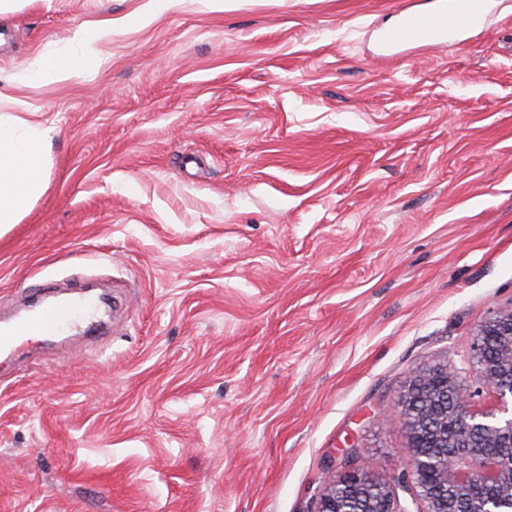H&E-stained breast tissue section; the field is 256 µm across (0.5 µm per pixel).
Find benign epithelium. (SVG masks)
I'll use <instances>...</instances> for the list:
<instances>
[{
  "label": "benign epithelium",
  "instance_id": "obj_1",
  "mask_svg": "<svg viewBox=\"0 0 512 512\" xmlns=\"http://www.w3.org/2000/svg\"><path fill=\"white\" fill-rule=\"evenodd\" d=\"M473 382L453 366L418 373L400 406L410 448L394 480L351 470L325 486L314 512H512V310L497 311L471 347ZM492 392L495 403L476 408Z\"/></svg>",
  "mask_w": 512,
  "mask_h": 512
}]
</instances>
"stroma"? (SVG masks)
I'll return each instance as SVG.
<instances>
[{"label": "stroma", "mask_w": 512, "mask_h": 512, "mask_svg": "<svg viewBox=\"0 0 512 512\" xmlns=\"http://www.w3.org/2000/svg\"><path fill=\"white\" fill-rule=\"evenodd\" d=\"M431 0H15L0 113L54 126L0 306L112 288L95 344L0 353V512H311L391 478L415 372L512 309V0L393 59ZM108 21L102 66L25 76Z\"/></svg>", "instance_id": "35a3bbf8"}]
</instances>
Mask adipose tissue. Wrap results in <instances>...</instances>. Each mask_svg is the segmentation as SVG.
Returning <instances> with one entry per match:
<instances>
[{"mask_svg": "<svg viewBox=\"0 0 512 512\" xmlns=\"http://www.w3.org/2000/svg\"><path fill=\"white\" fill-rule=\"evenodd\" d=\"M111 31L108 25L79 26L73 48L46 57L28 72V81L60 82L98 69L104 62L98 44ZM49 134V128L32 123L22 113H0V231L19 223L43 194Z\"/></svg>", "mask_w": 512, "mask_h": 512, "instance_id": "obj_1", "label": "adipose tissue"}]
</instances>
